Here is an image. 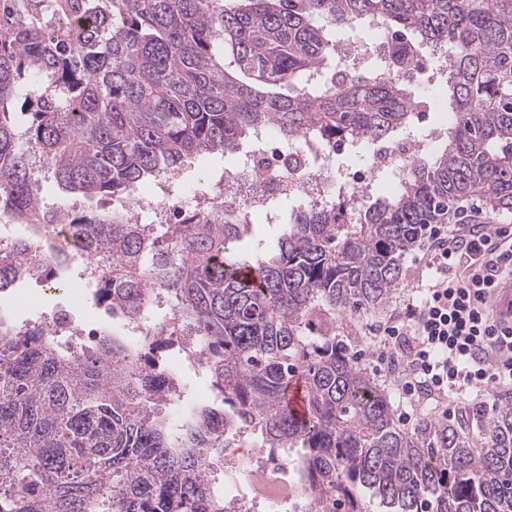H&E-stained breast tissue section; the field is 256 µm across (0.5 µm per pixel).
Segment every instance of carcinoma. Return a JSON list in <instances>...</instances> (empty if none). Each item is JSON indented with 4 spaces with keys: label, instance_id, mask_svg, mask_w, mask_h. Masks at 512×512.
Returning a JSON list of instances; mask_svg holds the SVG:
<instances>
[{
    "label": "carcinoma",
    "instance_id": "obj_1",
    "mask_svg": "<svg viewBox=\"0 0 512 512\" xmlns=\"http://www.w3.org/2000/svg\"><path fill=\"white\" fill-rule=\"evenodd\" d=\"M371 17L451 46L430 90L450 107L446 139L356 221L344 201L302 207L250 260L236 249L252 234L244 203L192 214L165 242L120 210L76 216L77 258L109 271L112 309L143 321L171 299L216 403L138 365L159 358L151 343L134 351L104 329L62 350L44 326L0 318V512H253L211 483L245 433L295 455L304 512H512V400L476 415L478 445L464 416L405 428L345 326L389 304L425 227L457 201L512 210V0H0V202L44 223L38 157L64 196L128 199L192 154L261 134L389 142L413 125L409 84L371 71L309 82L329 69L333 27ZM77 258L15 240L0 248V294ZM298 377L303 419L285 401Z\"/></svg>",
    "mask_w": 512,
    "mask_h": 512
}]
</instances>
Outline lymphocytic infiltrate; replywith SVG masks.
Instances as JSON below:
<instances>
[{"label":"lymphocytic infiltrate","mask_w":512,"mask_h":512,"mask_svg":"<svg viewBox=\"0 0 512 512\" xmlns=\"http://www.w3.org/2000/svg\"><path fill=\"white\" fill-rule=\"evenodd\" d=\"M489 230L480 207L469 220L428 226L430 280L416 289L397 320L383 327L379 363H403L400 390L411 399L424 389L442 398L479 390V406L495 407L488 385H512V324L491 302L512 279V244Z\"/></svg>","instance_id":"f902f5d3"}]
</instances>
